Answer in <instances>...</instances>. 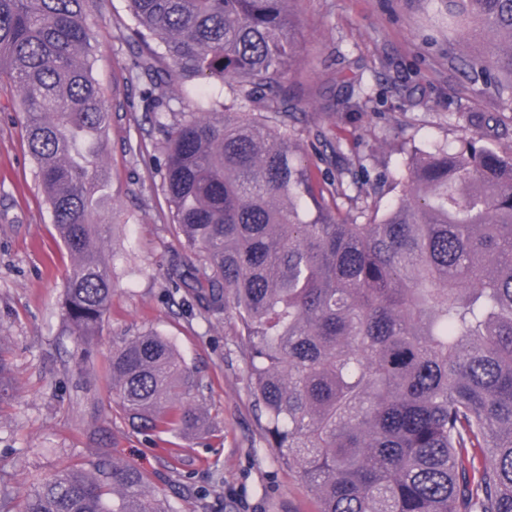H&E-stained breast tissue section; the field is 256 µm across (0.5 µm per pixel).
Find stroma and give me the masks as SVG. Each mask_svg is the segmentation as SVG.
<instances>
[{
	"mask_svg": "<svg viewBox=\"0 0 512 512\" xmlns=\"http://www.w3.org/2000/svg\"><path fill=\"white\" fill-rule=\"evenodd\" d=\"M302 36L290 125L302 141L323 140L311 167H345L366 193L342 197L343 215L387 209L392 180L405 174L399 146H457L460 112L483 145L512 149V121L486 126L493 97L469 88L448 65V18L439 0H295ZM127 0H108L88 22L99 47L94 75L112 105L102 161L112 209L104 252L113 259L112 303L91 346L68 332L64 284L71 257L61 241L22 137L18 92L0 86V356L11 386L0 400V486L21 512L36 480L72 464L93 468L98 451L137 466L150 489L179 512H315L297 470L268 447L244 386V345L233 311L214 317L190 289L172 283L195 262L181 247L156 165L162 125L173 112L130 110L143 88L132 48L120 37ZM343 139V154L332 142ZM152 331L166 337L201 384L208 428L186 436L133 429L112 400L106 365L115 341Z\"/></svg>",
	"mask_w": 512,
	"mask_h": 512,
	"instance_id": "stroma-1",
	"label": "stroma"
}]
</instances>
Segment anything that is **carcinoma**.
<instances>
[{
  "mask_svg": "<svg viewBox=\"0 0 512 512\" xmlns=\"http://www.w3.org/2000/svg\"><path fill=\"white\" fill-rule=\"evenodd\" d=\"M123 37L145 111L172 80L233 81L248 112L193 88L159 146L162 188L207 312L234 311L264 439L318 512H512V153L466 135L408 153L393 205L364 223L326 197L288 117L300 59L291 0H127ZM106 0H0V80L22 94V133L73 256L62 302L83 344L112 301L101 248L111 206L101 154L112 113L94 76L89 16ZM472 87L512 112V0H444ZM112 396L147 434H198V382L155 333L124 339ZM23 512H177L136 466L102 449L93 470L41 479Z\"/></svg>",
  "mask_w": 512,
  "mask_h": 512,
  "instance_id": "cac0c4a2",
  "label": "carcinoma"
}]
</instances>
